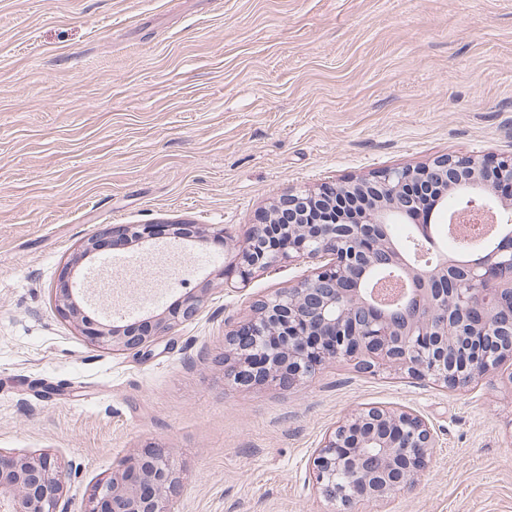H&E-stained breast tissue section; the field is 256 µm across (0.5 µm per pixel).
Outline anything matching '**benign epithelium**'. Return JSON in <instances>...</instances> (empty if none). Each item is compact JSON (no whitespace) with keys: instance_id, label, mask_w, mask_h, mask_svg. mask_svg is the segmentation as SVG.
<instances>
[{"instance_id":"1","label":"benign epithelium","mask_w":512,"mask_h":512,"mask_svg":"<svg viewBox=\"0 0 512 512\" xmlns=\"http://www.w3.org/2000/svg\"><path fill=\"white\" fill-rule=\"evenodd\" d=\"M502 188L512 193V155L492 162L443 155L274 198L233 273L245 287L256 273L285 263L312 269L291 287L256 301L253 313L226 334L224 378L244 388L290 390L344 357L367 371L395 366L460 390L511 361L512 237L476 261L425 269L389 233L391 224L418 231L421 217L460 191L470 195L467 212L491 203L511 223L512 206L497 201ZM153 235L152 224H109L85 240L70 263L91 258L105 242ZM382 271L409 280L410 297L379 305L368 283ZM206 292L200 289L150 330L134 334L82 318L78 288L59 289L56 309L94 342L138 354L173 326L194 320ZM436 437L413 409L363 407L327 433L312 455L316 490L350 512L361 501L413 488L430 466ZM66 477L46 454L0 451V512H68ZM177 488L165 450L144 448L123 461L119 474L97 484L88 512H174L170 500Z\"/></svg>"}]
</instances>
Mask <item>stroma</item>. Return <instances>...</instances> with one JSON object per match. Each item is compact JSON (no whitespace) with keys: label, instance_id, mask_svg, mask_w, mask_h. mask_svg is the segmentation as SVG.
<instances>
[{"label":"stroma","instance_id":"35a3bbf8","mask_svg":"<svg viewBox=\"0 0 512 512\" xmlns=\"http://www.w3.org/2000/svg\"><path fill=\"white\" fill-rule=\"evenodd\" d=\"M448 153L512 154V0H0V450L75 461L71 512L153 445L174 512H336L312 453L354 410L401 406L438 432L430 469L355 512H512V368L458 391L349 359L291 391L224 379L229 324L308 271L225 282L270 199ZM108 224L157 234L71 273L90 318L108 301L153 321L207 291L139 355L55 308Z\"/></svg>","mask_w":512,"mask_h":512}]
</instances>
